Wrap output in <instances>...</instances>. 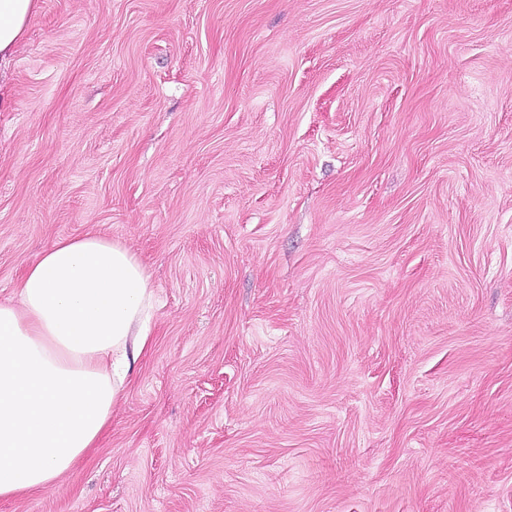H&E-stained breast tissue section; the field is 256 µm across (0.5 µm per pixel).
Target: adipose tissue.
Here are the masks:
<instances>
[{
    "mask_svg": "<svg viewBox=\"0 0 512 512\" xmlns=\"http://www.w3.org/2000/svg\"><path fill=\"white\" fill-rule=\"evenodd\" d=\"M40 0H0V69ZM154 292L130 247L59 239L0 302V500L52 487L96 446L150 336Z\"/></svg>",
    "mask_w": 512,
    "mask_h": 512,
    "instance_id": "1",
    "label": "adipose tissue"
}]
</instances>
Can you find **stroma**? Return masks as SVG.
<instances>
[{"instance_id":"35a3bbf8","label":"stroma","mask_w":512,"mask_h":512,"mask_svg":"<svg viewBox=\"0 0 512 512\" xmlns=\"http://www.w3.org/2000/svg\"><path fill=\"white\" fill-rule=\"evenodd\" d=\"M9 88L0 301L95 233L156 304L0 512H512V0H42Z\"/></svg>"}]
</instances>
